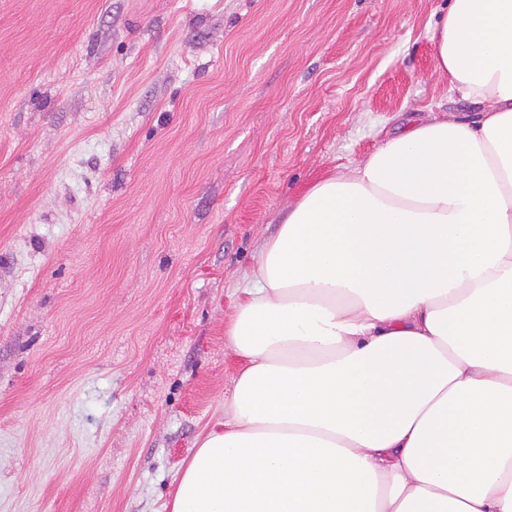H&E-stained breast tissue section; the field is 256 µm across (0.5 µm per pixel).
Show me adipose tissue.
Wrapping results in <instances>:
<instances>
[{"label":"adipose tissue","instance_id":"ef3b65f1","mask_svg":"<svg viewBox=\"0 0 512 512\" xmlns=\"http://www.w3.org/2000/svg\"><path fill=\"white\" fill-rule=\"evenodd\" d=\"M432 41L476 112L409 118L289 209L171 512H512V0H448Z\"/></svg>","mask_w":512,"mask_h":512}]
</instances>
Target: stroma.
<instances>
[{
	"label": "stroma",
	"instance_id": "obj_1",
	"mask_svg": "<svg viewBox=\"0 0 512 512\" xmlns=\"http://www.w3.org/2000/svg\"><path fill=\"white\" fill-rule=\"evenodd\" d=\"M447 3L0 0V512H169L288 208L472 112Z\"/></svg>",
	"mask_w": 512,
	"mask_h": 512
}]
</instances>
